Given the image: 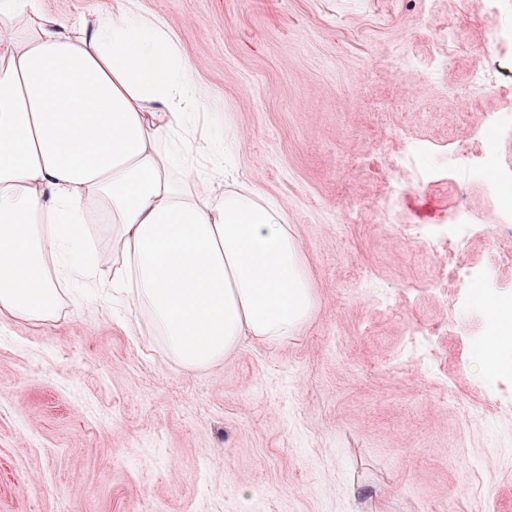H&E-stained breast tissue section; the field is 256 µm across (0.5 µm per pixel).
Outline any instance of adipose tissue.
Instances as JSON below:
<instances>
[{
    "label": "adipose tissue",
    "instance_id": "ef3b65f1",
    "mask_svg": "<svg viewBox=\"0 0 512 512\" xmlns=\"http://www.w3.org/2000/svg\"><path fill=\"white\" fill-rule=\"evenodd\" d=\"M168 24L120 9L52 18L0 0V316L45 319L48 262L95 279L85 205L112 224V289L194 370L316 312L285 207L236 180Z\"/></svg>",
    "mask_w": 512,
    "mask_h": 512
}]
</instances>
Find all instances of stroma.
I'll return each instance as SVG.
<instances>
[{"mask_svg":"<svg viewBox=\"0 0 512 512\" xmlns=\"http://www.w3.org/2000/svg\"><path fill=\"white\" fill-rule=\"evenodd\" d=\"M164 19L240 133L232 177L283 203L317 298L277 344L244 337L189 371L106 291L59 278L56 313L0 318V512H512V360L475 367L457 294L401 239L458 192L479 225L497 197L407 138L467 143L512 115V0H39L51 17L112 6ZM493 89L464 103L475 66Z\"/></svg>","mask_w":512,"mask_h":512,"instance_id":"stroma-1","label":"stroma"}]
</instances>
